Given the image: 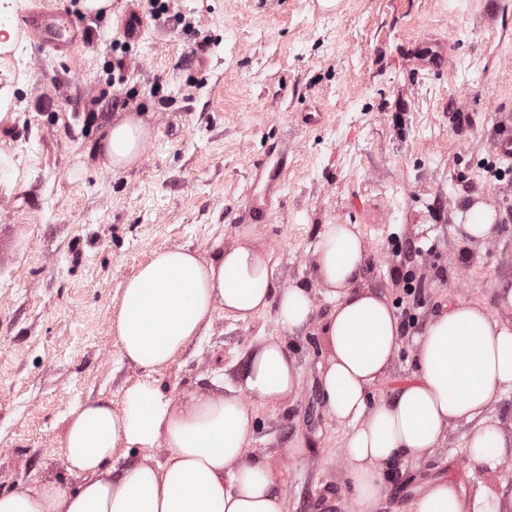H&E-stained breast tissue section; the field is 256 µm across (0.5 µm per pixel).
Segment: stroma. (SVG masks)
<instances>
[{
  "instance_id": "obj_1",
  "label": "stroma",
  "mask_w": 512,
  "mask_h": 512,
  "mask_svg": "<svg viewBox=\"0 0 512 512\" xmlns=\"http://www.w3.org/2000/svg\"><path fill=\"white\" fill-rule=\"evenodd\" d=\"M66 11L85 28L71 54L36 52L16 37L0 53V225L13 228L0 258V491L56 477L64 419L101 398L120 402L144 376L111 333L117 292L150 252L187 246L208 256L252 230L280 259V281H310L312 249L327 224H353L364 242L359 286L399 306L398 246L428 256L419 324L448 302L475 301L502 320L512 286V180L490 179L492 142L512 127V0H112L94 16L79 0H0L12 17ZM124 68H117V59ZM153 126L141 161L113 173L93 151L116 117ZM287 150L282 189L263 223L249 195L271 154ZM497 212L492 241L468 239L465 211ZM276 307L243 323L213 324L154 378L166 394L233 384L251 345L281 335ZM302 366L298 399L255 405L251 453L266 456L287 512H353L342 446L348 431L327 412L321 339L292 337ZM454 427L427 462L387 483L376 512H408L416 490L443 479L486 483L512 502V473L465 455ZM304 441L301 452L288 445Z\"/></svg>"
}]
</instances>
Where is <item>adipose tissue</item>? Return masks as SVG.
<instances>
[{"label":"adipose tissue","instance_id":"ef3b65f1","mask_svg":"<svg viewBox=\"0 0 512 512\" xmlns=\"http://www.w3.org/2000/svg\"><path fill=\"white\" fill-rule=\"evenodd\" d=\"M153 137L146 118L129 114L103 131L97 163L117 172L136 165ZM364 244L348 224H329L313 247V282L282 286L279 258L260 238L239 235L202 257L186 246L152 251L120 289L112 321L122 359L145 371L120 406L100 400L74 407L59 443L74 487L44 479L0 492V512H287L264 456L249 453L250 402L282 405L301 390L287 335L306 333L315 294L334 305L320 327L322 393L328 413L350 432L343 446L356 512H373L395 465L429 460L448 431L470 423L466 457L498 472L512 466V432L489 409L512 390V323L476 302L443 305L415 334V370L388 400L372 394L400 349L403 332L387 299L356 281ZM276 306L283 335L252 345L228 393L165 394L152 374L210 328L217 311L246 321ZM137 451L141 460L115 475ZM163 460H156V452ZM410 512H501L485 484L462 494L428 482Z\"/></svg>","mask_w":512,"mask_h":512}]
</instances>
